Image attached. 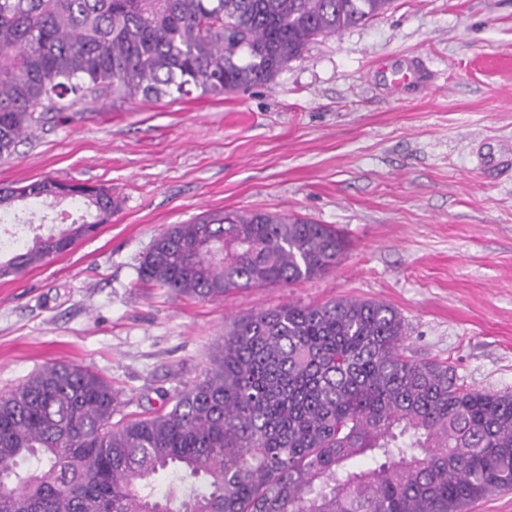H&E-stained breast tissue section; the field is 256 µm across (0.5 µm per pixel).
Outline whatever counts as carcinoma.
Listing matches in <instances>:
<instances>
[{
    "label": "carcinoma",
    "mask_w": 512,
    "mask_h": 512,
    "mask_svg": "<svg viewBox=\"0 0 512 512\" xmlns=\"http://www.w3.org/2000/svg\"><path fill=\"white\" fill-rule=\"evenodd\" d=\"M391 0H0V158L72 94L124 100L269 85L320 36ZM63 225L0 265L19 275L119 207L109 189L46 178L0 188V213L57 203ZM334 227L228 209L159 233L139 279L219 301L333 270ZM400 313L370 300L285 303L238 315L204 376L163 407L114 420L112 384L53 363L0 393V512H464L512 490V393L458 382L407 355ZM369 456L373 465L351 462ZM33 458V470L17 471ZM171 470L179 489L159 496Z\"/></svg>",
    "instance_id": "1"
}]
</instances>
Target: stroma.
<instances>
[{"mask_svg": "<svg viewBox=\"0 0 512 512\" xmlns=\"http://www.w3.org/2000/svg\"><path fill=\"white\" fill-rule=\"evenodd\" d=\"M420 56L430 83L392 92L382 64ZM512 0H394L381 17L309 44L274 81L221 97H103L51 112L0 159V186L45 177L100 184L110 223L0 277V393L43 366L91 369L130 399L202 378L237 314L338 298L381 301L411 355L464 384L512 391ZM225 209L288 213L340 231L328 274L201 301L144 285L156 235ZM62 209L6 216L0 263L48 235Z\"/></svg>", "mask_w": 512, "mask_h": 512, "instance_id": "obj_1", "label": "stroma"}]
</instances>
